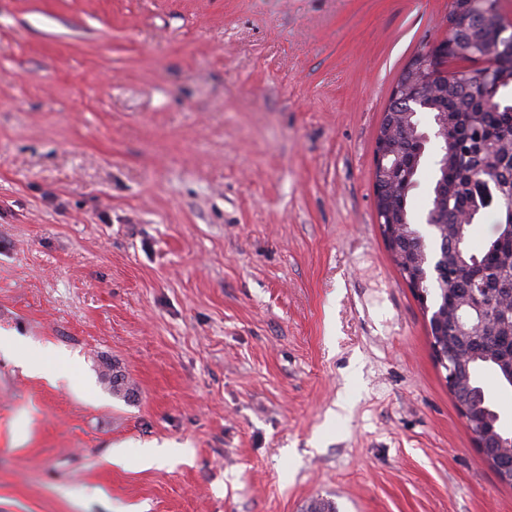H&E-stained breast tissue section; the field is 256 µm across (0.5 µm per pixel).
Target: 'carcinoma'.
<instances>
[{"label":"carcinoma","mask_w":512,"mask_h":512,"mask_svg":"<svg viewBox=\"0 0 512 512\" xmlns=\"http://www.w3.org/2000/svg\"><path fill=\"white\" fill-rule=\"evenodd\" d=\"M497 5L498 0H486L476 17L472 0H450L448 57L429 60L427 49L416 52L429 64L423 87H405L387 107L398 162L390 192L376 202V210L382 223L394 225L393 259L402 277L417 279L431 298L432 314L440 316L434 332L445 346L454 344L448 301L456 290L469 286L472 274L493 284L489 298L496 305L512 300V243L497 245L507 231V211L499 213L495 238L478 249L469 242L471 227L490 199L512 197V52L503 48ZM449 62L458 66L449 69ZM420 112L433 114L440 140L428 212L431 247L407 210L426 142L419 130ZM510 363L512 328L506 321L483 331L465 361L472 375L489 368L504 381Z\"/></svg>","instance_id":"1"}]
</instances>
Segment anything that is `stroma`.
<instances>
[{
    "mask_svg": "<svg viewBox=\"0 0 512 512\" xmlns=\"http://www.w3.org/2000/svg\"><path fill=\"white\" fill-rule=\"evenodd\" d=\"M447 15L0 0V334L47 370L0 351V512H512L377 221L384 110ZM150 442L182 453L109 460ZM17 351L20 355V363L25 370L32 374H41L43 365L38 356L39 349L36 347H27L18 349L15 341L8 336L0 337V351Z\"/></svg>",
    "mask_w": 512,
    "mask_h": 512,
    "instance_id": "1",
    "label": "stroma"
}]
</instances>
